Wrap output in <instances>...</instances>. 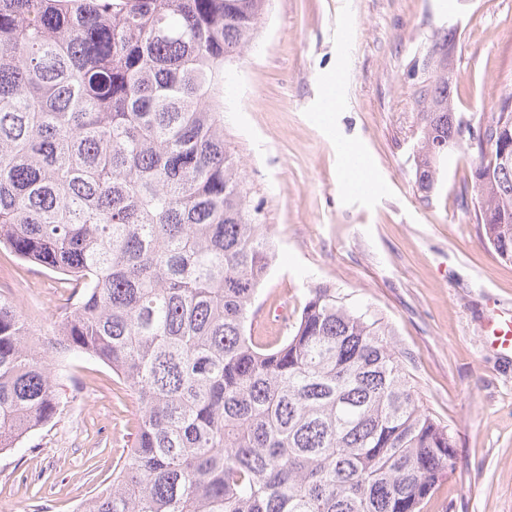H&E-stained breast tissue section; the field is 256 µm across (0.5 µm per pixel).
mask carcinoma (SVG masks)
<instances>
[{
  "instance_id": "carcinoma-1",
  "label": "carcinoma",
  "mask_w": 512,
  "mask_h": 512,
  "mask_svg": "<svg viewBox=\"0 0 512 512\" xmlns=\"http://www.w3.org/2000/svg\"><path fill=\"white\" fill-rule=\"evenodd\" d=\"M267 0H0V246L78 303L51 335L0 297V452L64 405L79 352L135 396L133 448L77 512H424L454 470L391 332L312 288L251 335L275 246L224 141V62ZM443 31L416 92L419 190L463 138L483 240L512 261V96L475 127Z\"/></svg>"
}]
</instances>
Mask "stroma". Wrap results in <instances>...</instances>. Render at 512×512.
Instances as JSON below:
<instances>
[{
  "instance_id": "obj_1",
  "label": "stroma",
  "mask_w": 512,
  "mask_h": 512,
  "mask_svg": "<svg viewBox=\"0 0 512 512\" xmlns=\"http://www.w3.org/2000/svg\"><path fill=\"white\" fill-rule=\"evenodd\" d=\"M452 24L456 108L487 121L512 94V0H269L253 47L224 65V136L276 250L252 334L286 336L319 285L374 310L454 444L424 512H512V353L485 342L512 318V262L472 219L469 144L426 201L412 154L423 60ZM348 144L375 191L347 188ZM0 296L38 331L67 308L54 274L2 246ZM62 364L60 412L0 455V512H74L134 443L137 402L111 369L80 353Z\"/></svg>"
}]
</instances>
